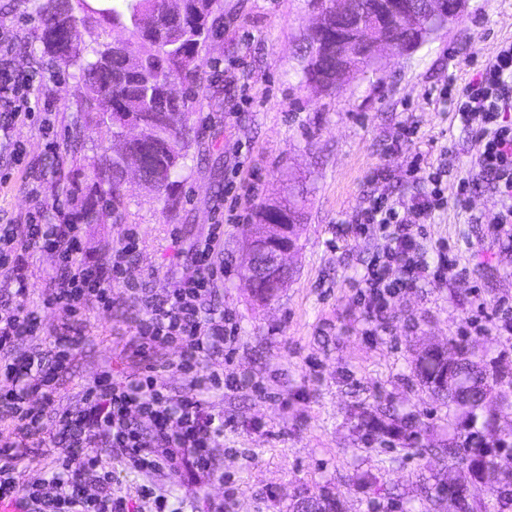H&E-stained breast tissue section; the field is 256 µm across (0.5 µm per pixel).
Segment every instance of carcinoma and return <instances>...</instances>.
Masks as SVG:
<instances>
[{
    "label": "carcinoma",
    "instance_id": "carcinoma-1",
    "mask_svg": "<svg viewBox=\"0 0 512 512\" xmlns=\"http://www.w3.org/2000/svg\"><path fill=\"white\" fill-rule=\"evenodd\" d=\"M170 0H112V7L96 10L90 6L77 12L72 0H33L32 9L40 27L41 55L64 68L74 69L83 87L81 112L84 120L75 121L68 132L67 147L74 153L85 147L93 127L114 137L121 114L148 118L157 110V95L171 82L184 88L214 84L205 70L202 52L208 41L224 25V0H186L184 14L170 18ZM157 22L154 30L144 27L145 12ZM129 32L122 48L110 43L91 50L61 46L52 40V32L61 24L78 23L85 27L97 20ZM195 98L183 92L164 103L169 121L150 124L153 162L146 169L147 179L158 184L157 200L162 211L179 210L182 198L179 181L168 180V170L196 142L191 117ZM122 158L106 146L90 164L92 182L88 192L73 198L70 218L77 224H97L105 219H124L126 195L120 182ZM450 349L462 358L452 371L454 387L433 391L448 405V425L454 433L430 452L446 459L458 471L450 494L462 506L458 512H486V499L496 498L498 512H512V474L506 473L488 456L492 448H511L512 432L496 425L489 411L491 404L512 409V372H504L485 361L474 348L452 343ZM433 355H417L415 371L423 385L439 371ZM380 404L355 412L356 429L377 431L396 440L408 439L407 431L419 434L426 424L397 417L387 418Z\"/></svg>",
    "mask_w": 512,
    "mask_h": 512
}]
</instances>
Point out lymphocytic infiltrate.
Wrapping results in <instances>:
<instances>
[{"label": "lymphocytic infiltrate", "mask_w": 512, "mask_h": 512, "mask_svg": "<svg viewBox=\"0 0 512 512\" xmlns=\"http://www.w3.org/2000/svg\"><path fill=\"white\" fill-rule=\"evenodd\" d=\"M0 101L9 108V122L39 121L46 149L57 150L53 126L36 117L42 102L32 75L0 68ZM451 104L474 133L478 176L491 178L504 201L495 223L512 224V125L501 120L502 113L512 110V41L499 45L478 78L456 89ZM410 174L427 186L418 202L399 208L378 198L353 219L356 230L375 228L384 241L385 261L368 264L362 277L369 290L367 312L373 318L381 317L388 297L411 287L423 273L432 272L439 281L457 274L444 251L438 253L435 267H428L419 256L414 233L433 211L447 206L444 174L416 163ZM80 233V225L70 221L40 224L31 215L0 228V406L14 422L9 437L0 440V500L20 498L30 512H129L127 497L112 491V472L102 455L106 448L146 474L179 460L195 472H209L210 450L224 435V417L211 413L199 392L240 384L235 376L196 373L201 359L235 341V328L213 304L216 280L224 270L219 258L222 225H214L195 244L190 269L161 295L125 279L138 247L133 232H126L119 247L94 261L79 259ZM35 251L58 258L45 303L64 316L47 337L38 310L28 303V257ZM394 268L399 277H391ZM107 271L112 274L108 280L103 277ZM115 283L124 284L128 297L144 311L135 325L140 351L174 350L179 369L191 376L192 391L174 398L153 372L119 380L104 371L85 384L82 408L69 410L60 404L57 379L69 369L83 315L91 308L110 310ZM21 341L31 347L20 354L16 346ZM45 446L55 450V469L50 477L22 483L18 449ZM90 481L98 486L96 494L86 491Z\"/></svg>", "instance_id": "lymphocytic-infiltrate-1"}]
</instances>
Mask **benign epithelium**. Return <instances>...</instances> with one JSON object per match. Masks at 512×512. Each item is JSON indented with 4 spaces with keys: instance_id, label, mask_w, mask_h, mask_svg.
<instances>
[{
    "instance_id": "benign-epithelium-1",
    "label": "benign epithelium",
    "mask_w": 512,
    "mask_h": 512,
    "mask_svg": "<svg viewBox=\"0 0 512 512\" xmlns=\"http://www.w3.org/2000/svg\"><path fill=\"white\" fill-rule=\"evenodd\" d=\"M468 0H378L374 12L361 14L354 0H335L329 12H318L316 22L305 35L311 43L316 60L329 59L332 66L323 70L313 66L309 84L330 92L340 82L353 76L362 64L377 65L382 51L388 49L408 55L439 30L458 19ZM144 132L139 125L128 122L121 138L115 141L118 149L141 142ZM146 162L143 154H127L124 176L135 174L146 188ZM301 221V214L279 211L273 200L266 222L255 224L243 248L244 283L252 295L261 301L269 300L287 287L294 272L289 258L297 252L292 231Z\"/></svg>"
}]
</instances>
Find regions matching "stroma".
Wrapping results in <instances>:
<instances>
[{
	"mask_svg": "<svg viewBox=\"0 0 512 512\" xmlns=\"http://www.w3.org/2000/svg\"><path fill=\"white\" fill-rule=\"evenodd\" d=\"M314 0H224L229 21L210 41L206 69L223 93L199 94L191 118L203 160L188 156L182 206L166 215L142 186L126 188L122 223L82 227V255L94 260L118 246L123 228L138 233L139 250L128 280L164 291L176 247H189L210 225L224 227V278L217 303L238 332L233 354L200 360L201 374L230 367L237 389L203 390L209 409L226 420L212 450L210 474L186 469L153 476L111 458L112 489L135 495L153 483L180 512H294L300 498L327 492L341 512H448L447 500H427L423 489L443 469L421 445L384 442L355 428L353 413L383 401L428 425L425 441L444 440L448 409L417 378L414 359L427 344L462 342L487 352L512 371V330L496 327L498 300L512 305V242L492 219L502 199L479 179L464 205L433 212L418 240L427 261L448 245L457 277H420L389 301L381 320L367 322L357 282L381 253L376 232L342 235L340 227L376 197L410 206L425 187L408 173L412 158L448 173L447 194L472 176L477 146L472 131L443 99L449 85H464L504 41H512V0H469L464 14L408 56L383 55L377 69L344 81L333 93L303 81L299 48L314 19ZM27 0H0V55L11 67L36 74L58 142L81 103L72 71L42 59L37 23ZM416 127L412 139L405 127ZM22 163L0 149V226L17 224L33 209L40 223L58 224L69 212L68 189L85 186L92 157L106 139L94 133L82 152L46 150L36 124L15 127ZM244 172H235L237 162ZM307 192L293 283L268 303L256 301L240 279L242 244L259 205ZM57 257L35 254L30 302L45 330L62 317L43 299ZM108 311L89 310L70 369L57 386L61 404L79 410L83 385L102 369L125 378L146 365L173 396L189 393L190 379L176 355L138 353L136 320L142 308L114 285Z\"/></svg>",
	"mask_w": 512,
	"mask_h": 512,
	"instance_id": "1",
	"label": "stroma"
}]
</instances>
